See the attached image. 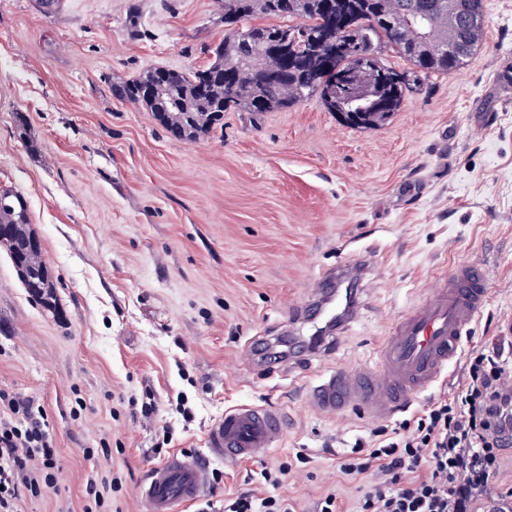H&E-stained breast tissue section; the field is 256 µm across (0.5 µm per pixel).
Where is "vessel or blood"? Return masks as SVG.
Wrapping results in <instances>:
<instances>
[{
	"instance_id": "obj_1",
	"label": "vessel or blood",
	"mask_w": 512,
	"mask_h": 512,
	"mask_svg": "<svg viewBox=\"0 0 512 512\" xmlns=\"http://www.w3.org/2000/svg\"><path fill=\"white\" fill-rule=\"evenodd\" d=\"M367 273L358 255L323 270L320 286L300 308L299 319L312 330H321L337 310L328 282L342 283ZM488 299L482 265H453L422 301L397 318L377 351L375 364L324 370L308 387L306 406L319 414L357 410L371 419L407 410L416 395L444 376ZM287 430L286 414L275 407L244 404L226 410L205 435V454L175 451L149 469L138 487L147 512H176L178 506L198 501L211 484V460L235 466L265 459Z\"/></svg>"
}]
</instances>
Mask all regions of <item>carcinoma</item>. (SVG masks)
<instances>
[{
  "label": "carcinoma",
  "mask_w": 512,
  "mask_h": 512,
  "mask_svg": "<svg viewBox=\"0 0 512 512\" xmlns=\"http://www.w3.org/2000/svg\"><path fill=\"white\" fill-rule=\"evenodd\" d=\"M483 11V0H224V19L240 24L228 31L203 69L180 71L151 68L115 87L116 94L145 106L176 138L195 140L224 121V113L271 112L312 97L346 66L345 54L316 42L332 17L351 16L354 28L344 36L352 49H368L375 63L372 97L364 110L340 112L345 124L373 129L399 110L420 77L461 70L480 46L484 28L471 26L470 17ZM277 17L284 25L254 24ZM302 19V24H291ZM296 32L282 51L274 34ZM392 46L411 65L398 72L376 56L380 41ZM458 45L460 53L441 59L425 50ZM0 247L7 250L18 278L35 303L56 309L55 285L42 260V245L29 227L23 195L0 189Z\"/></svg>",
  "instance_id": "carcinoma-1"
}]
</instances>
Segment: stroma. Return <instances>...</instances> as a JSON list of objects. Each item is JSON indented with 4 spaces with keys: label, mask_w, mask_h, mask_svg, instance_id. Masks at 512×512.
I'll return each instance as SVG.
<instances>
[{
    "label": "stroma",
    "mask_w": 512,
    "mask_h": 512,
    "mask_svg": "<svg viewBox=\"0 0 512 512\" xmlns=\"http://www.w3.org/2000/svg\"><path fill=\"white\" fill-rule=\"evenodd\" d=\"M484 39L460 72L435 73L382 127L357 129L316 98L228 112L197 140L173 137L114 85L151 67L206 66L224 39L218 0H0V187L21 193L56 287L34 303L0 249V390L34 400L58 449L57 483L16 512H85L86 479L109 512H146L138 487L176 450L204 453L207 425L241 403L288 416L263 464L225 469L178 512H224L241 489L315 512L358 485L339 458L400 417L320 415L304 404L324 364L248 363L253 339L291 324L325 268L364 250L360 315L332 364H370L378 340L436 273L483 264L490 301L444 379L460 393L470 352L512 322V0H483ZM25 126H18L17 115ZM291 466L281 487L263 468Z\"/></svg>",
    "instance_id": "stroma-1"
}]
</instances>
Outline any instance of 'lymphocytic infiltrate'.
<instances>
[{
    "mask_svg": "<svg viewBox=\"0 0 512 512\" xmlns=\"http://www.w3.org/2000/svg\"><path fill=\"white\" fill-rule=\"evenodd\" d=\"M462 392L430 403L384 438L357 440L340 473L367 483L352 512H471L490 491L512 428V359L504 347L473 351ZM0 512L56 483L58 453L33 402L0 391ZM38 476H28L30 462Z\"/></svg>",
    "mask_w": 512,
    "mask_h": 512,
    "instance_id": "f902f5d3",
    "label": "lymphocytic infiltrate"
}]
</instances>
